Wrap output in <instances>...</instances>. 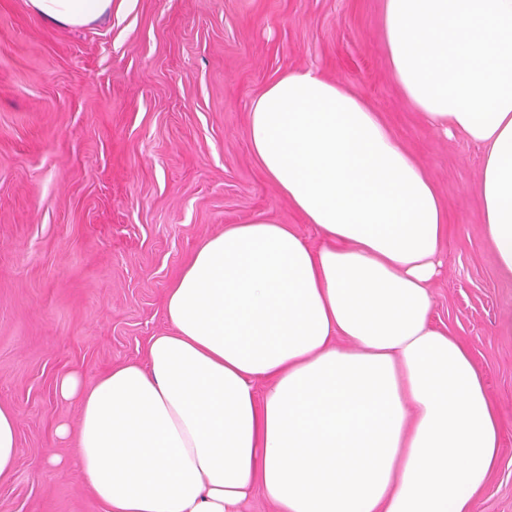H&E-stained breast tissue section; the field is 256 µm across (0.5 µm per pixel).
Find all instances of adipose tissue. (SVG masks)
Listing matches in <instances>:
<instances>
[{
  "instance_id": "adipose-tissue-1",
  "label": "adipose tissue",
  "mask_w": 512,
  "mask_h": 512,
  "mask_svg": "<svg viewBox=\"0 0 512 512\" xmlns=\"http://www.w3.org/2000/svg\"><path fill=\"white\" fill-rule=\"evenodd\" d=\"M71 27L112 0H30ZM391 74L434 129L481 144L475 195L512 275V0H382ZM247 137L323 244L266 217L205 240L166 299L147 365L80 404L72 461L108 512H473L500 460L497 399L433 321L439 192L380 112L311 69L269 83Z\"/></svg>"
}]
</instances>
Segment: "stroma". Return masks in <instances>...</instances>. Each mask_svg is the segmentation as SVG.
I'll return each mask as SVG.
<instances>
[{
	"label": "stroma",
	"instance_id": "obj_1",
	"mask_svg": "<svg viewBox=\"0 0 512 512\" xmlns=\"http://www.w3.org/2000/svg\"><path fill=\"white\" fill-rule=\"evenodd\" d=\"M309 67L381 112L448 207L434 320L469 347L506 426L475 512H512V277L473 193L484 149L404 97L380 0H112L82 28L0 0V405L18 414L20 448L0 512H106L56 437L78 430L80 406L55 383L145 362L170 329L167 291L206 238L264 216L320 245L246 132L263 89Z\"/></svg>",
	"mask_w": 512,
	"mask_h": 512
}]
</instances>
